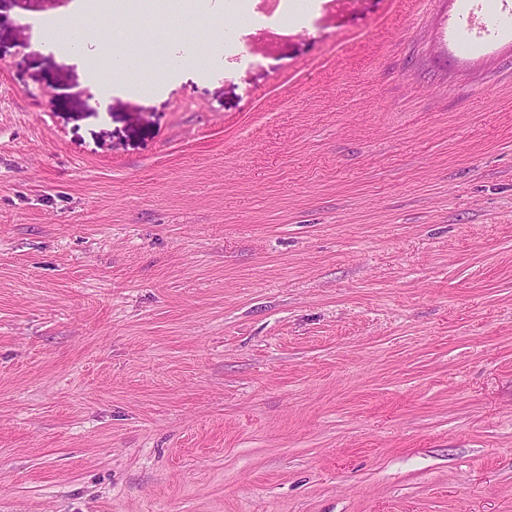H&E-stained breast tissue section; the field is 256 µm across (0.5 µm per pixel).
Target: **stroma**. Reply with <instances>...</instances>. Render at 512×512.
<instances>
[{
    "instance_id": "stroma-1",
    "label": "stroma",
    "mask_w": 512,
    "mask_h": 512,
    "mask_svg": "<svg viewBox=\"0 0 512 512\" xmlns=\"http://www.w3.org/2000/svg\"><path fill=\"white\" fill-rule=\"evenodd\" d=\"M247 0L99 100L0 0V512H512V24Z\"/></svg>"
}]
</instances>
